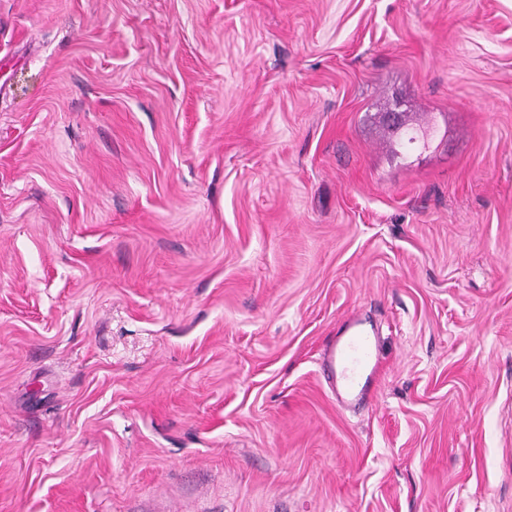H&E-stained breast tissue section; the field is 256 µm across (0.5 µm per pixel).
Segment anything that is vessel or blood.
Instances as JSON below:
<instances>
[{"instance_id": "1", "label": "vessel or blood", "mask_w": 512, "mask_h": 512, "mask_svg": "<svg viewBox=\"0 0 512 512\" xmlns=\"http://www.w3.org/2000/svg\"><path fill=\"white\" fill-rule=\"evenodd\" d=\"M376 349V337L362 328L355 315L344 321L341 336L325 349L322 370L340 405L371 404V384L379 368Z\"/></svg>"}]
</instances>
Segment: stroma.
<instances>
[{"label":"stroma","mask_w":512,"mask_h":512,"mask_svg":"<svg viewBox=\"0 0 512 512\" xmlns=\"http://www.w3.org/2000/svg\"><path fill=\"white\" fill-rule=\"evenodd\" d=\"M0 512H512V0H0ZM343 332L325 349L322 370L336 400L342 406L352 403L371 405V384L378 372L377 336L361 327L357 315L343 323Z\"/></svg>","instance_id":"obj_1"}]
</instances>
